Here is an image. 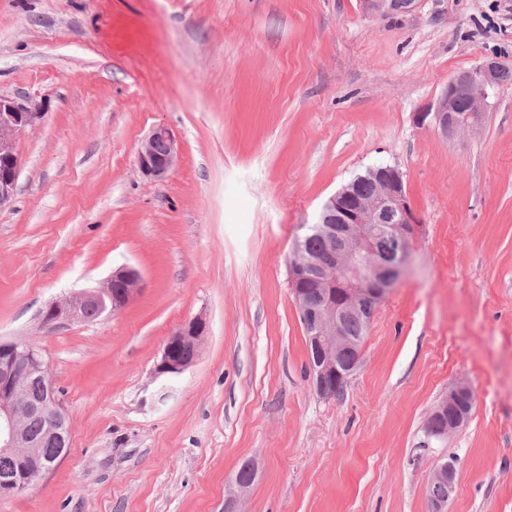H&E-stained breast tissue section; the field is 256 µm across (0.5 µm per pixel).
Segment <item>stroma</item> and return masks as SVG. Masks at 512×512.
Masks as SVG:
<instances>
[{
    "label": "stroma",
    "instance_id": "35a3bbf8",
    "mask_svg": "<svg viewBox=\"0 0 512 512\" xmlns=\"http://www.w3.org/2000/svg\"><path fill=\"white\" fill-rule=\"evenodd\" d=\"M512 68V0H0V95L41 103L0 210V340L41 347L69 452L0 512H512V84L476 130L417 115L449 79ZM178 161L137 165L156 125ZM404 173L421 219L343 390L320 398L288 255L355 175ZM127 265L118 314L49 327L56 298ZM207 323L198 357L156 372L168 336ZM475 392L444 439L424 424ZM256 475L232 497L243 461ZM363 11L368 15H383L407 12L413 8L415 0H360ZM164 151L158 152V145ZM179 157V145L172 131L166 126L154 128L142 142L137 153V164L142 174L153 180L166 178ZM474 402L472 387L465 381L455 382L448 387V391L442 396L432 409L429 418L446 419L448 413L451 417L442 426L430 424L427 426L429 437H446L458 430L469 419V408ZM436 484H446L447 486H436L430 489L429 487ZM456 488V472L451 463L448 461L443 462L436 466L429 474L427 479V495L429 492L431 499L444 497L448 494V500L452 497Z\"/></svg>",
    "mask_w": 512,
    "mask_h": 512
}]
</instances>
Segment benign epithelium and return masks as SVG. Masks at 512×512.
Masks as SVG:
<instances>
[{
	"mask_svg": "<svg viewBox=\"0 0 512 512\" xmlns=\"http://www.w3.org/2000/svg\"><path fill=\"white\" fill-rule=\"evenodd\" d=\"M368 15L407 12L415 0H360ZM502 67L493 60L455 74L438 99L434 111L420 113L445 137L479 126L489 99L500 86ZM467 101L469 111H457ZM42 105L0 96V211L13 203L21 160L16 149L20 132L41 119ZM164 151L158 152V145ZM179 157V145L166 126L154 128L142 142L137 164L142 174L153 180L166 178ZM378 190L361 197L350 182L322 206L316 224L322 247L307 250L297 242L288 261L289 279L300 318L315 351L310 361L314 391L323 399L334 398L355 371L357 361L345 362L341 352L350 345L344 322L350 317L371 321L378 306L387 298L404 273L416 239L420 219L414 211L403 172L386 165L374 172ZM119 284V293H112ZM142 290L138 272L128 266L112 274L95 289L73 293L52 302L42 312V322L57 325L85 320V308L109 302L107 311H122ZM205 319L194 317L180 324L167 338L157 373L178 375L194 363L185 359L180 348L198 349L206 333ZM41 380L43 393L32 399L26 392L30 377ZM474 402L472 387L465 381L448 386V391L432 409L429 418H446L441 426L430 424L427 435L446 437L469 419ZM37 421L42 434L30 440L27 424ZM70 426L57 394L42 350L29 341H0V457L11 466L0 471V498L13 497L35 486L54 469L43 458L41 448L48 441L66 445ZM448 485V495L456 488L452 464L443 462L429 474L427 486Z\"/></svg>",
	"mask_w": 512,
	"mask_h": 512,
	"instance_id": "benign-epithelium-1",
	"label": "benign epithelium"
}]
</instances>
